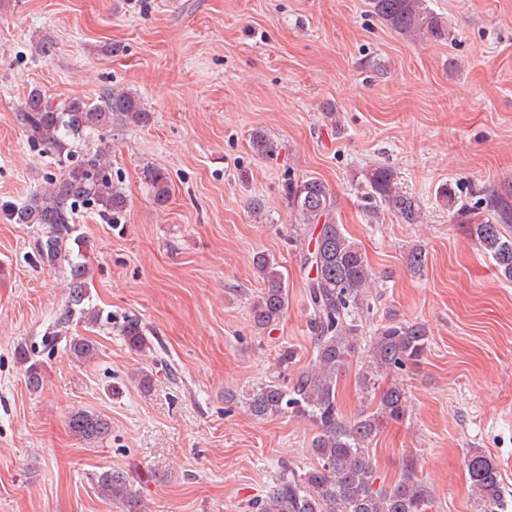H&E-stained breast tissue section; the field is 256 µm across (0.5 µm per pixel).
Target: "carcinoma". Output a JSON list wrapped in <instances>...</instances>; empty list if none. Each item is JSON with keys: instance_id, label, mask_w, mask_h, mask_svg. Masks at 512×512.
I'll list each match as a JSON object with an SVG mask.
<instances>
[{"instance_id": "carcinoma-1", "label": "carcinoma", "mask_w": 512, "mask_h": 512, "mask_svg": "<svg viewBox=\"0 0 512 512\" xmlns=\"http://www.w3.org/2000/svg\"><path fill=\"white\" fill-rule=\"evenodd\" d=\"M427 0H372L374 12L406 39H448V27L426 5ZM153 117L137 93L107 89L97 101L74 97L53 102L38 88L27 94L22 120L31 140L56 155L61 174L48 176L25 203L10 210L16 224H41L46 233L38 240L42 263L54 269L66 262L67 300L42 337L53 350L62 343L78 363H90L98 354L95 341L69 335L75 322L98 325L103 313L89 303L91 266L84 258L73 215L78 209L96 212L116 224L123 217L128 199L112 178L111 143L106 132L114 124L144 126ZM254 152L268 155L277 145L262 131L251 137ZM153 201L163 207L170 197L167 172L148 167L144 171ZM373 194L406 224L420 221L419 201L397 190L393 172L377 167L367 175ZM283 196L305 233L317 230L314 247L306 250L304 264L313 271L307 284L308 326L314 348L312 363L294 370L297 352L279 349L276 379L253 387L244 396L248 412L257 418L288 415L310 422L317 429L312 451L318 465L307 469L284 468L277 483L264 497L253 501L254 512H429L432 494L418 478L413 461L390 487H374L376 472L367 445L384 424L400 421L406 413V395L396 381L383 380L423 357L428 346L424 324L402 320L388 311L367 346L370 371L358 377L359 387L374 406L353 419H346L338 401L341 377L359 357L364 333L362 315L370 309V288L375 277L365 254L336 223L334 201L326 185L316 178H290ZM486 205L496 214V223L473 224L471 234L495 263L498 276L512 282V236L503 225L512 224V202L496 193ZM261 282L259 294L249 304L254 327L265 331L283 317L288 304L286 283L278 262L266 255L254 258ZM116 332L134 351L149 347L142 321L130 315ZM29 390L43 387L45 378L39 360L24 347L16 353ZM70 432L93 444L110 431L108 420L95 412L74 409L67 416ZM468 480L477 501L476 512H506L508 502L501 487V474L494 461L479 451L465 460ZM104 497L141 512L132 498L127 479L116 470H103L93 479Z\"/></svg>"}]
</instances>
